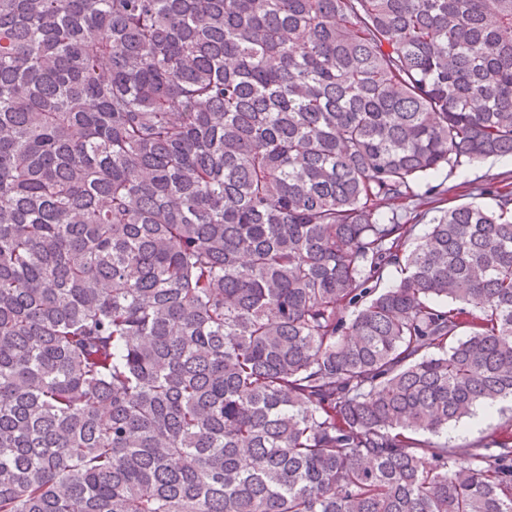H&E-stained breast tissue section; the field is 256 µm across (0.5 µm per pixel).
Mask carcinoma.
<instances>
[{
	"label": "carcinoma",
	"instance_id": "obj_1",
	"mask_svg": "<svg viewBox=\"0 0 512 512\" xmlns=\"http://www.w3.org/2000/svg\"><path fill=\"white\" fill-rule=\"evenodd\" d=\"M509 154L512 0H0V512H512ZM507 183H512V157L510 156L489 158L461 167H446L423 181L416 192L424 193L427 184H442V188H448V199L455 200L456 204L476 202L496 206L493 196L480 195V191L489 184L502 186ZM511 416L512 412L510 411V402L506 401L501 405V409L496 411L491 418L485 417L478 425L474 427L466 428L456 432L453 429L464 427L466 424V419H463L462 421L455 424L452 423V425L448 428V442L454 444H463L475 441L484 436L490 428L496 427L508 421Z\"/></svg>",
	"mask_w": 512,
	"mask_h": 512
}]
</instances>
